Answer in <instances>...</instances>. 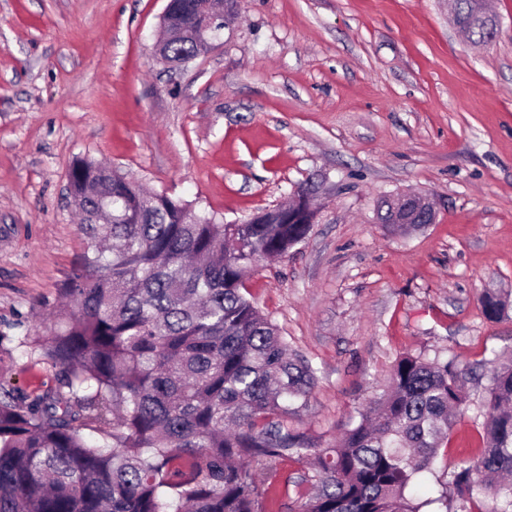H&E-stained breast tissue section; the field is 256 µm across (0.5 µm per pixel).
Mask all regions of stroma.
Here are the masks:
<instances>
[{
    "mask_svg": "<svg viewBox=\"0 0 512 512\" xmlns=\"http://www.w3.org/2000/svg\"><path fill=\"white\" fill-rule=\"evenodd\" d=\"M166 0H0V332L43 331L88 241L68 193L79 159L238 224L306 181L304 242L247 287L317 378L292 428L331 446L403 354L466 363L512 352V0L494 37L458 33L448 0H240L204 55H156ZM429 195L404 237L386 197ZM0 380L28 396L56 371L15 350ZM477 446L473 420L407 494L437 496Z\"/></svg>",
    "mask_w": 512,
    "mask_h": 512,
    "instance_id": "obj_1",
    "label": "stroma"
}]
</instances>
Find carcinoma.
I'll list each match as a JSON object with an SVG mask.
<instances>
[{"mask_svg":"<svg viewBox=\"0 0 512 512\" xmlns=\"http://www.w3.org/2000/svg\"><path fill=\"white\" fill-rule=\"evenodd\" d=\"M456 2L469 38L491 39L473 23L477 0ZM171 17L198 29V0H172ZM193 51L176 39L167 59ZM68 187L89 247L58 288L72 310L18 341L59 368L58 385L25 404L0 384V512H262L281 488L290 512H421L406 490L483 379L478 446L435 501L512 512V357L403 355L324 448L288 426L314 390L312 367L243 293L263 260L307 238V217L194 222L191 204L89 159ZM479 300L490 320L507 306L495 293ZM287 461L312 475L281 474Z\"/></svg>","mask_w":512,"mask_h":512,"instance_id":"cac0c4a2","label":"carcinoma"}]
</instances>
